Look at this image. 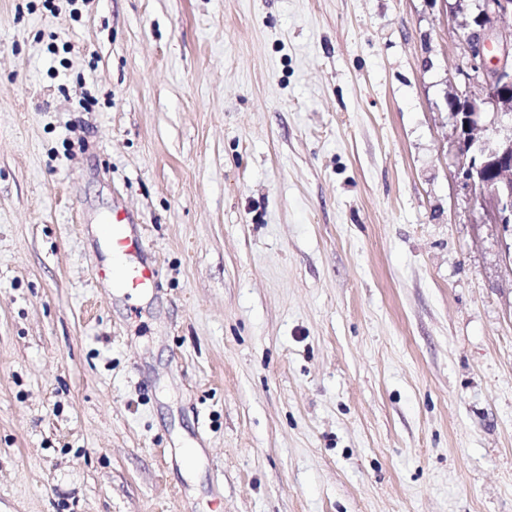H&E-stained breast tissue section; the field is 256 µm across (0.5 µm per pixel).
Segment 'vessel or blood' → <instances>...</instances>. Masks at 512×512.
<instances>
[{"label":"vessel or blood","instance_id":"1","mask_svg":"<svg viewBox=\"0 0 512 512\" xmlns=\"http://www.w3.org/2000/svg\"><path fill=\"white\" fill-rule=\"evenodd\" d=\"M102 235L118 267L97 269L94 277L98 285L117 287L136 292L158 285L159 269L155 259L146 255L147 246L135 232L127 214L113 211L111 220L103 224Z\"/></svg>","mask_w":512,"mask_h":512}]
</instances>
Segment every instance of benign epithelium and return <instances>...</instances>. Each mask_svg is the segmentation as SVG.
<instances>
[{
  "mask_svg": "<svg viewBox=\"0 0 512 512\" xmlns=\"http://www.w3.org/2000/svg\"><path fill=\"white\" fill-rule=\"evenodd\" d=\"M476 14L464 21L466 63L459 74L466 83L481 87L479 94H465L453 110L457 138L454 144L458 174L489 207L494 223L512 224V28L497 22L512 17V0H476ZM492 106L509 133L490 139L486 106Z\"/></svg>",
  "mask_w": 512,
  "mask_h": 512,
  "instance_id": "obj_1",
  "label": "benign epithelium"
}]
</instances>
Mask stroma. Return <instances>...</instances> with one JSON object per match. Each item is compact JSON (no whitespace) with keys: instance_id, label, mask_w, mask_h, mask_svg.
Returning a JSON list of instances; mask_svg holds the SVG:
<instances>
[{"instance_id":"35a3bbf8","label":"stroma","mask_w":512,"mask_h":512,"mask_svg":"<svg viewBox=\"0 0 512 512\" xmlns=\"http://www.w3.org/2000/svg\"><path fill=\"white\" fill-rule=\"evenodd\" d=\"M474 3L0 0V512H512ZM102 235L106 246L118 260L117 268H99L94 277L102 287L123 288L127 292L157 288L159 269L155 259L148 258L146 243L133 230L130 218L118 209L112 219L102 224Z\"/></svg>"}]
</instances>
